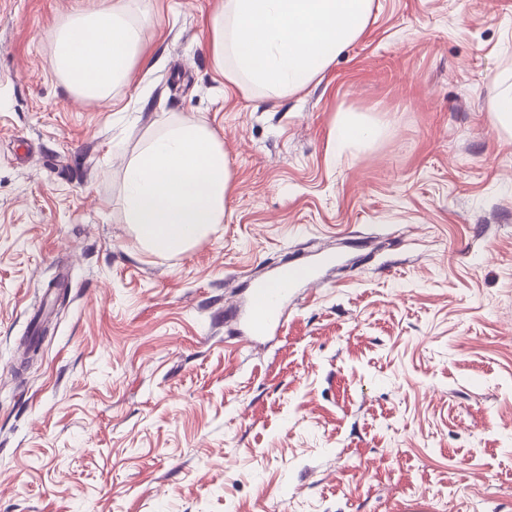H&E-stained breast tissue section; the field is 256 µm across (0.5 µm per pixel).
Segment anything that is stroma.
<instances>
[{"label":"stroma","mask_w":512,"mask_h":512,"mask_svg":"<svg viewBox=\"0 0 512 512\" xmlns=\"http://www.w3.org/2000/svg\"><path fill=\"white\" fill-rule=\"evenodd\" d=\"M110 2L0 0V512H512V0H374L288 97L215 70L224 0H151L144 62L80 100L56 38ZM341 112L378 137L331 146ZM182 118L230 190L162 257L123 176ZM304 263L247 341L251 287ZM493 117L498 127L507 131L512 130V86L497 97L494 103Z\"/></svg>","instance_id":"obj_1"}]
</instances>
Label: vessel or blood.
I'll use <instances>...</instances> for the list:
<instances>
[{
    "label": "vessel or blood",
    "mask_w": 512,
    "mask_h": 512,
    "mask_svg": "<svg viewBox=\"0 0 512 512\" xmlns=\"http://www.w3.org/2000/svg\"><path fill=\"white\" fill-rule=\"evenodd\" d=\"M313 277L312 266L298 264L289 266L273 280L258 283L252 290L253 299L244 312L249 334L264 336L271 330L279 329L284 321V303L291 289Z\"/></svg>",
    "instance_id": "obj_1"
}]
</instances>
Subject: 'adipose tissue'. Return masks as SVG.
I'll use <instances>...</instances> for the list:
<instances>
[{
  "label": "adipose tissue",
  "instance_id": "obj_1",
  "mask_svg": "<svg viewBox=\"0 0 512 512\" xmlns=\"http://www.w3.org/2000/svg\"><path fill=\"white\" fill-rule=\"evenodd\" d=\"M373 0H225L210 26L218 71L286 96L305 89L364 31ZM143 38L121 0L78 12L57 39L53 65L78 98L101 101L123 83Z\"/></svg>",
  "mask_w": 512,
  "mask_h": 512
}]
</instances>
